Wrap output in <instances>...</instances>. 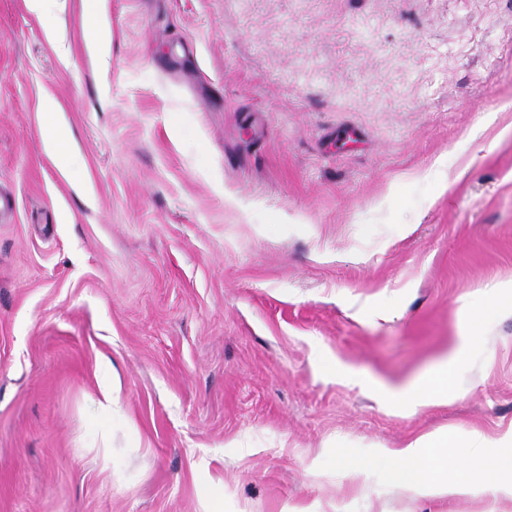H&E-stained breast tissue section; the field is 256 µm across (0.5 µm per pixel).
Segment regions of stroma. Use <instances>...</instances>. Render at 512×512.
<instances>
[{
	"label": "stroma",
	"mask_w": 512,
	"mask_h": 512,
	"mask_svg": "<svg viewBox=\"0 0 512 512\" xmlns=\"http://www.w3.org/2000/svg\"><path fill=\"white\" fill-rule=\"evenodd\" d=\"M87 9L0 0V512H512L338 459L512 428L505 303L385 399L512 284V0H100L104 67ZM88 25V28L92 34V39L88 47L95 50L99 58L105 60L107 55L105 46L109 38V33L106 32L102 27L97 8L89 12ZM41 110L45 127L49 131L44 140L45 149L52 156L59 170L66 172L72 161V151L69 147L68 133L57 121L59 106L53 99L47 97L41 104ZM474 339L475 335L464 336L461 344L439 365L398 397V405L413 410L422 405L448 403V375L465 367L467 351Z\"/></svg>",
	"instance_id": "stroma-1"
}]
</instances>
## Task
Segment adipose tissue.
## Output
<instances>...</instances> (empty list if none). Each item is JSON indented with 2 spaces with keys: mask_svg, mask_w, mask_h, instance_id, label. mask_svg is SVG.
<instances>
[{
  "mask_svg": "<svg viewBox=\"0 0 512 512\" xmlns=\"http://www.w3.org/2000/svg\"><path fill=\"white\" fill-rule=\"evenodd\" d=\"M48 134L44 140L47 153L60 171H67L72 152L66 129L57 121L59 107L50 98L41 104ZM471 337H463L458 346L432 371L401 394L400 407L413 410L422 405L442 404L448 400V376L461 371L467 362ZM469 452L456 468H449L448 439L438 432L423 434L401 448H379L366 458L344 455V476L353 483L365 481L372 471L398 483L423 499H454L490 496L512 500V429L497 445H489L479 434L468 443Z\"/></svg>",
  "mask_w": 512,
  "mask_h": 512,
  "instance_id": "ef3b65f1",
  "label": "adipose tissue"
}]
</instances>
